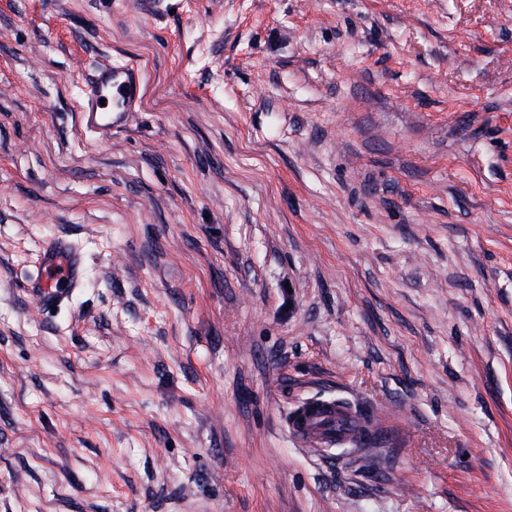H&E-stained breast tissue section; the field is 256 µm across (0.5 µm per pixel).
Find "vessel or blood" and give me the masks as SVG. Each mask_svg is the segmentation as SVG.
<instances>
[{
	"label": "vessel or blood",
	"mask_w": 512,
	"mask_h": 512,
	"mask_svg": "<svg viewBox=\"0 0 512 512\" xmlns=\"http://www.w3.org/2000/svg\"><path fill=\"white\" fill-rule=\"evenodd\" d=\"M141 86V76L134 68L100 64L94 79L84 89L82 125L103 135L111 133L120 124L123 105L138 97ZM83 273L79 250L65 239L53 238L40 245L36 272L26 291L37 309L59 307L81 285ZM356 425L354 413L332 401L301 403L287 420L290 434L303 446L312 448L339 436H349Z\"/></svg>",
	"instance_id": "1"
}]
</instances>
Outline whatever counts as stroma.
Masks as SVG:
<instances>
[{
	"label": "stroma",
	"instance_id": "1",
	"mask_svg": "<svg viewBox=\"0 0 512 512\" xmlns=\"http://www.w3.org/2000/svg\"><path fill=\"white\" fill-rule=\"evenodd\" d=\"M0 512H512V0H0ZM141 86V76L134 68L100 64L95 79H91L84 89L85 106L80 113L82 126L103 135L123 126L126 121H119L118 116L127 111L121 107L138 97ZM101 99H106L105 106H101ZM83 273L79 250L65 239H49L39 247L36 272L26 291L38 310L60 307L81 285ZM356 425L354 413L345 406L336 408V401L303 402L287 420L290 434L303 446L312 448L328 445L327 441L336 436L348 437Z\"/></svg>",
	"mask_w": 512,
	"mask_h": 512
}]
</instances>
